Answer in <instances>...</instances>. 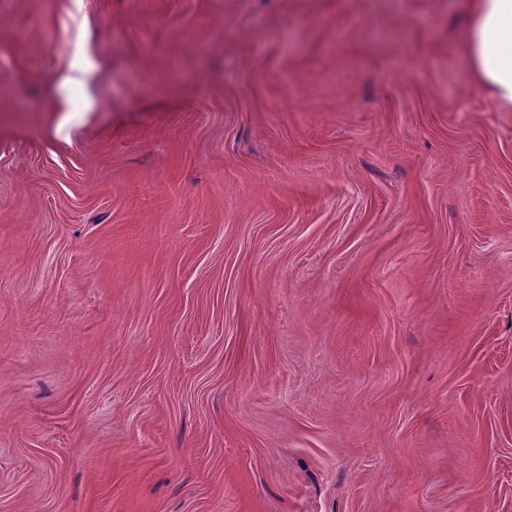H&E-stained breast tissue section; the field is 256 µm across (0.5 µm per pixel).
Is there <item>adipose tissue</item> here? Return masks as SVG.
I'll use <instances>...</instances> for the list:
<instances>
[{
    "label": "adipose tissue",
    "mask_w": 512,
    "mask_h": 512,
    "mask_svg": "<svg viewBox=\"0 0 512 512\" xmlns=\"http://www.w3.org/2000/svg\"><path fill=\"white\" fill-rule=\"evenodd\" d=\"M466 58L476 85L512 109V0H468Z\"/></svg>",
    "instance_id": "adipose-tissue-1"
}]
</instances>
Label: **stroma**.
I'll return each instance as SVG.
<instances>
[{"mask_svg":"<svg viewBox=\"0 0 512 512\" xmlns=\"http://www.w3.org/2000/svg\"><path fill=\"white\" fill-rule=\"evenodd\" d=\"M465 4L0 0V512H512Z\"/></svg>","mask_w":512,"mask_h":512,"instance_id":"1","label":"stroma"}]
</instances>
